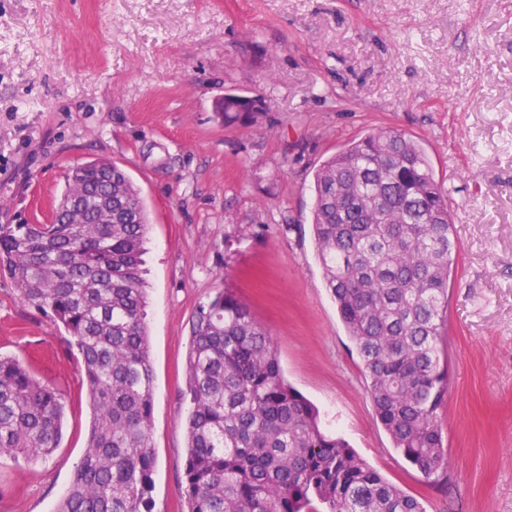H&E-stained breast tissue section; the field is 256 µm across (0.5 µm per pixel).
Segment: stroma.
Segmentation results:
<instances>
[{"label": "stroma", "instance_id": "1", "mask_svg": "<svg viewBox=\"0 0 512 512\" xmlns=\"http://www.w3.org/2000/svg\"><path fill=\"white\" fill-rule=\"evenodd\" d=\"M230 90L266 112L217 121ZM377 129L418 141L452 203L442 486L377 420L311 225L316 169ZM95 158L149 211L154 512H187L185 358L196 307L224 288L389 483L427 512H512V0H0V224L50 223L68 169ZM0 355L64 402L52 456L0 460V512H54L88 439L84 371L5 276Z\"/></svg>", "mask_w": 512, "mask_h": 512}]
</instances>
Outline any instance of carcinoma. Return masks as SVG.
I'll return each instance as SVG.
<instances>
[{
    "mask_svg": "<svg viewBox=\"0 0 512 512\" xmlns=\"http://www.w3.org/2000/svg\"><path fill=\"white\" fill-rule=\"evenodd\" d=\"M234 108L226 101L216 116L226 125L258 116ZM66 181L51 223L0 224V274L71 336L93 408L85 454L55 512H154L147 208L104 158ZM314 191L326 288L375 414L393 447L438 483L448 468L439 344L458 254L448 194L421 144L395 130L347 143L315 171ZM69 203L84 223H71ZM185 372L187 512H426L322 428L317 408L285 379L270 334L232 291L198 305ZM63 419L56 392L0 356V458L52 454Z\"/></svg>",
    "mask_w": 512,
    "mask_h": 512,
    "instance_id": "cac0c4a2",
    "label": "carcinoma"
}]
</instances>
